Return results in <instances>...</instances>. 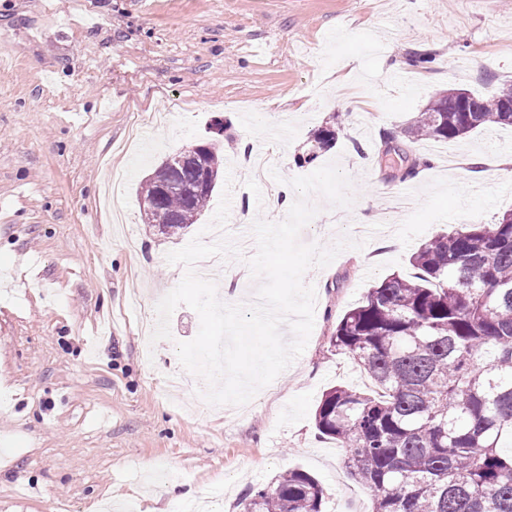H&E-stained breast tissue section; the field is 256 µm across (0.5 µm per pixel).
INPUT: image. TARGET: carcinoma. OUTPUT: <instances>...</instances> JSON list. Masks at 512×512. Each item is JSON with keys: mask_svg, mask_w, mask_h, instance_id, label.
<instances>
[{"mask_svg": "<svg viewBox=\"0 0 512 512\" xmlns=\"http://www.w3.org/2000/svg\"><path fill=\"white\" fill-rule=\"evenodd\" d=\"M512 83L490 97L455 92L432 99L410 129L451 141L508 125ZM336 142L325 127L298 158L305 164ZM175 155L139 185L152 199L161 180L190 182ZM212 193L172 196L141 210L152 227L183 230ZM415 273H392L346 310L330 345L348 355L380 392L335 386L323 393L315 426L348 448L355 479L374 492L372 512H512V456L499 451L512 432V210L494 224L438 235L411 257ZM325 492L292 468L269 489L246 493L240 512H322Z\"/></svg>", "mask_w": 512, "mask_h": 512, "instance_id": "1", "label": "carcinoma"}]
</instances>
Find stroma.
Returning <instances> with one entry per match:
<instances>
[{"mask_svg": "<svg viewBox=\"0 0 512 512\" xmlns=\"http://www.w3.org/2000/svg\"><path fill=\"white\" fill-rule=\"evenodd\" d=\"M433 51L424 71L409 53ZM512 83V0H0V512H170L161 488L213 492L239 512L250 489L299 468L326 489L324 512H371L347 450L315 412L336 385L367 388L331 347L343 313L412 254L463 224L512 209V128L417 140L409 128L437 92L488 95ZM223 122L232 242L287 181L338 162L351 207L319 209L300 240H354L304 284L316 292L304 352L249 403L193 402L175 381V345L200 326L188 306L151 341L144 314L182 280L168 252L213 243L211 198L196 224L164 236L144 224L137 188L169 154ZM337 141L313 165V133ZM276 150V176L241 184L245 152ZM430 165L410 179L406 159ZM395 237L399 246H384ZM248 251L217 258L225 303L258 282Z\"/></svg>", "mask_w": 512, "mask_h": 512, "instance_id": "1", "label": "stroma"}]
</instances>
